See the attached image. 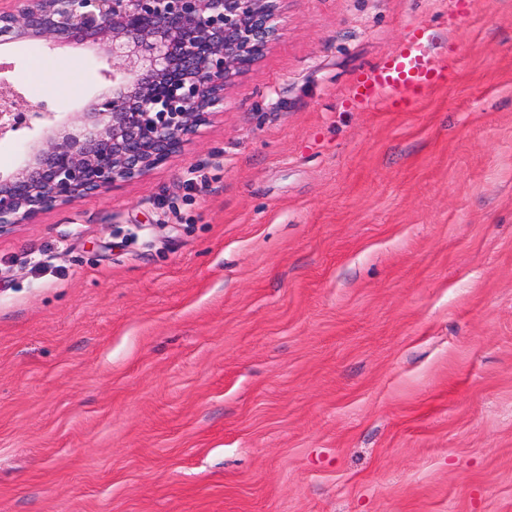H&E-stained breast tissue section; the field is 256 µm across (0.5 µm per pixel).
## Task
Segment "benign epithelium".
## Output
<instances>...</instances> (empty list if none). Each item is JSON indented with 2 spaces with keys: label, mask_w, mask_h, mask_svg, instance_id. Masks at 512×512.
<instances>
[{
  "label": "benign epithelium",
  "mask_w": 512,
  "mask_h": 512,
  "mask_svg": "<svg viewBox=\"0 0 512 512\" xmlns=\"http://www.w3.org/2000/svg\"><path fill=\"white\" fill-rule=\"evenodd\" d=\"M0 45L98 47L110 81L70 122L0 77V140L38 137L0 173V236L145 176L224 107L278 38L283 0H10Z\"/></svg>",
  "instance_id": "benign-epithelium-1"
}]
</instances>
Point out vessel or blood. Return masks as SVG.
<instances>
[{
	"instance_id": "b4317fda",
	"label": "vessel or blood",
	"mask_w": 512,
	"mask_h": 512,
	"mask_svg": "<svg viewBox=\"0 0 512 512\" xmlns=\"http://www.w3.org/2000/svg\"><path fill=\"white\" fill-rule=\"evenodd\" d=\"M431 44L427 29L415 30L405 45L387 55L354 85L353 98L371 104L379 100L381 91L389 89L397 95L393 108L407 105L410 98L421 95L444 77L442 67L435 62Z\"/></svg>"
}]
</instances>
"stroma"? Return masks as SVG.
Listing matches in <instances>:
<instances>
[{"instance_id":"stroma-1","label":"stroma","mask_w":512,"mask_h":512,"mask_svg":"<svg viewBox=\"0 0 512 512\" xmlns=\"http://www.w3.org/2000/svg\"><path fill=\"white\" fill-rule=\"evenodd\" d=\"M283 12L167 163L0 236V512H512V0ZM424 26L446 80L351 101Z\"/></svg>"}]
</instances>
